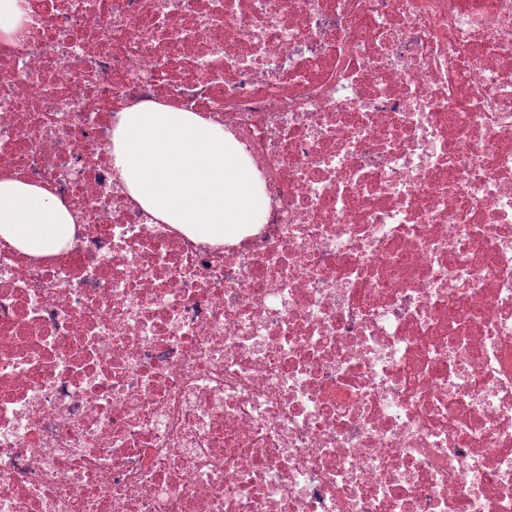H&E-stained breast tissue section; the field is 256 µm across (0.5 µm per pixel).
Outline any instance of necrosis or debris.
Here are the masks:
<instances>
[{"label": "necrosis or debris", "instance_id": "obj_1", "mask_svg": "<svg viewBox=\"0 0 512 512\" xmlns=\"http://www.w3.org/2000/svg\"><path fill=\"white\" fill-rule=\"evenodd\" d=\"M0 175V512H512V0H25ZM221 125L213 245L112 170L119 112ZM74 224L75 215L47 187L0 177V238L22 252H61Z\"/></svg>", "mask_w": 512, "mask_h": 512}]
</instances>
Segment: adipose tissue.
<instances>
[{
  "label": "adipose tissue",
  "instance_id": "ef3b65f1",
  "mask_svg": "<svg viewBox=\"0 0 512 512\" xmlns=\"http://www.w3.org/2000/svg\"><path fill=\"white\" fill-rule=\"evenodd\" d=\"M112 169L154 217L214 244L259 223L263 195L223 126L156 103L132 106L112 131ZM75 216L47 187L0 177V238L22 252H61Z\"/></svg>",
  "mask_w": 512,
  "mask_h": 512
}]
</instances>
